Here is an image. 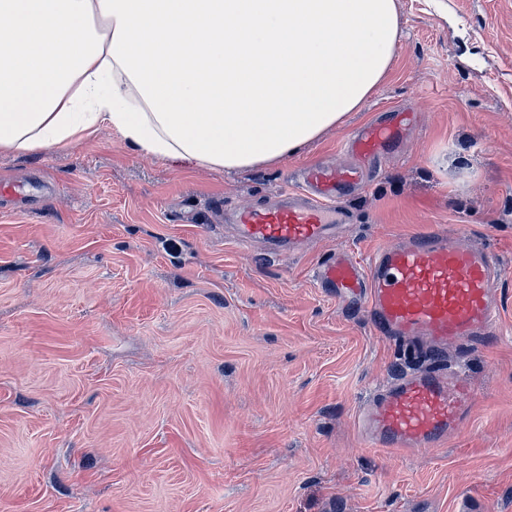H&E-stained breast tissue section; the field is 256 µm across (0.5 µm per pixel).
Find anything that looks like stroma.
<instances>
[{
    "mask_svg": "<svg viewBox=\"0 0 512 512\" xmlns=\"http://www.w3.org/2000/svg\"><path fill=\"white\" fill-rule=\"evenodd\" d=\"M396 2L365 108L277 165L190 168L108 131L0 155V512H512V0ZM394 112L414 126L336 239L278 256L213 217L349 162ZM436 227L495 250L499 334L445 355L476 391L447 447L370 448L354 416L409 363L312 269Z\"/></svg>",
    "mask_w": 512,
    "mask_h": 512,
    "instance_id": "35a3bbf8",
    "label": "stroma"
}]
</instances>
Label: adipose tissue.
I'll return each mask as SVG.
<instances>
[{
  "label": "adipose tissue",
  "mask_w": 512,
  "mask_h": 512,
  "mask_svg": "<svg viewBox=\"0 0 512 512\" xmlns=\"http://www.w3.org/2000/svg\"><path fill=\"white\" fill-rule=\"evenodd\" d=\"M395 0H0V152L104 130L227 171L298 154L387 75Z\"/></svg>",
  "instance_id": "obj_1"
}]
</instances>
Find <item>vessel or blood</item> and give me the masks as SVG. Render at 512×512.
I'll return each instance as SVG.
<instances>
[{
    "label": "vessel or blood",
    "mask_w": 512,
    "mask_h": 512,
    "mask_svg": "<svg viewBox=\"0 0 512 512\" xmlns=\"http://www.w3.org/2000/svg\"><path fill=\"white\" fill-rule=\"evenodd\" d=\"M400 122H373L348 147L358 164L304 169V192L276 205L235 210L232 222L241 246L261 242L275 252L328 238L348 223L346 195L363 184V163L394 148ZM501 274L495 254L439 229L378 248L364 263L345 253L322 262L313 276L318 287L356 303L375 335L393 342L423 343L426 363L377 390L359 410L364 442L382 450L420 453L446 447L473 413L472 385L448 369V346L477 345L499 330L493 285Z\"/></svg>",
    "instance_id": "vessel-or-blood-1"
}]
</instances>
